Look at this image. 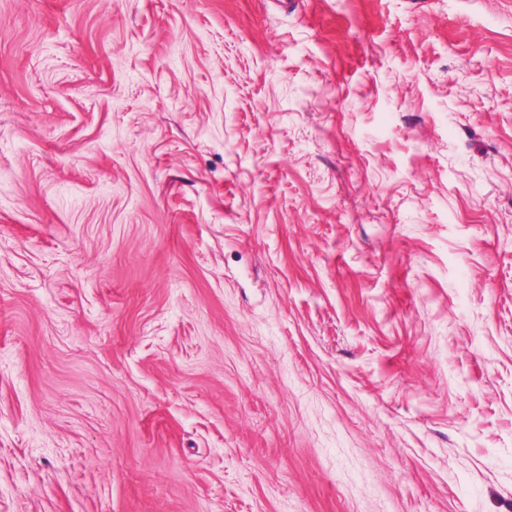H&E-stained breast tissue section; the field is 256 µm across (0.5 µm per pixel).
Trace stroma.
<instances>
[{
    "label": "stroma",
    "mask_w": 512,
    "mask_h": 512,
    "mask_svg": "<svg viewBox=\"0 0 512 512\" xmlns=\"http://www.w3.org/2000/svg\"><path fill=\"white\" fill-rule=\"evenodd\" d=\"M0 512H512V0H0Z\"/></svg>",
    "instance_id": "1"
}]
</instances>
